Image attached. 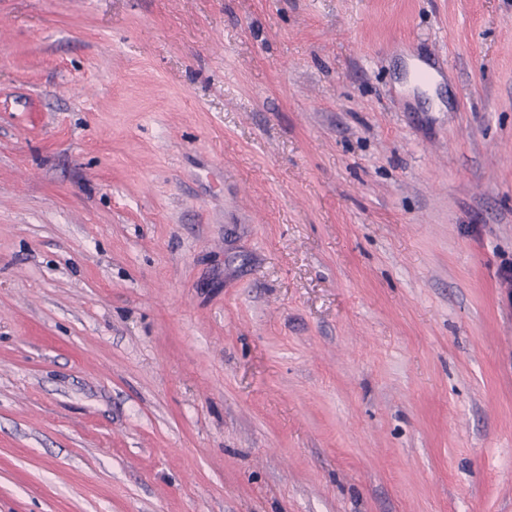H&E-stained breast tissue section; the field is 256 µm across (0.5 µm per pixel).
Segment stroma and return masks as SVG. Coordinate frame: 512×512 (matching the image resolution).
Wrapping results in <instances>:
<instances>
[{
	"instance_id": "1",
	"label": "stroma",
	"mask_w": 512,
	"mask_h": 512,
	"mask_svg": "<svg viewBox=\"0 0 512 512\" xmlns=\"http://www.w3.org/2000/svg\"><path fill=\"white\" fill-rule=\"evenodd\" d=\"M512 0H0V512H512Z\"/></svg>"
}]
</instances>
